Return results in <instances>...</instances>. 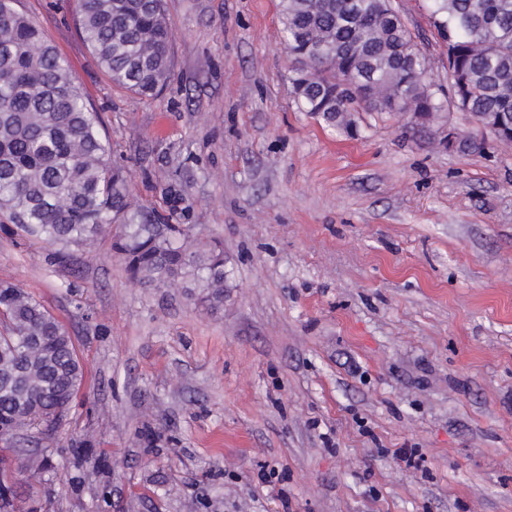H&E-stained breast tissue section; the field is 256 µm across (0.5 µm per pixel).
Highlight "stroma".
I'll use <instances>...</instances> for the list:
<instances>
[{"instance_id":"stroma-1","label":"stroma","mask_w":512,"mask_h":512,"mask_svg":"<svg viewBox=\"0 0 512 512\" xmlns=\"http://www.w3.org/2000/svg\"><path fill=\"white\" fill-rule=\"evenodd\" d=\"M448 82L431 0H393ZM69 63L134 202L224 249V305L133 282L108 226L0 223V281L73 338L85 381L27 479L38 512H512V147L472 124L298 111L279 0H164L171 79L113 85L72 0H17ZM418 449L419 467L395 458ZM454 147L450 146L448 142V134L451 133V125H448V128L444 131V137H447V140H444V144H448V151H460V152H474L481 151L484 149L485 142L484 140H479L473 133H469L463 129L454 127Z\"/></svg>"}]
</instances>
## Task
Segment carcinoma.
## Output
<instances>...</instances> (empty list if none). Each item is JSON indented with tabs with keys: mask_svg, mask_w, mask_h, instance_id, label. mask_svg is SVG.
Here are the masks:
<instances>
[{
	"mask_svg": "<svg viewBox=\"0 0 512 512\" xmlns=\"http://www.w3.org/2000/svg\"><path fill=\"white\" fill-rule=\"evenodd\" d=\"M0 0V212L24 232L63 247L117 225L113 250L131 279L202 289L224 304V250L194 247L177 224L132 206L109 165L97 112L70 65L32 20ZM283 40L298 64L297 108L330 128L357 131L353 113L392 112L404 100L413 129L444 110L443 93L392 0H280ZM84 41L113 84L160 92L171 66L163 0H76ZM448 38V97L495 141L512 145V0H432ZM485 142L457 128L453 150ZM85 379L64 325L30 293L0 281V440L21 428L51 436ZM12 449L0 448V512H16Z\"/></svg>",
	"mask_w": 512,
	"mask_h": 512,
	"instance_id": "cac0c4a2",
	"label": "carcinoma"
}]
</instances>
